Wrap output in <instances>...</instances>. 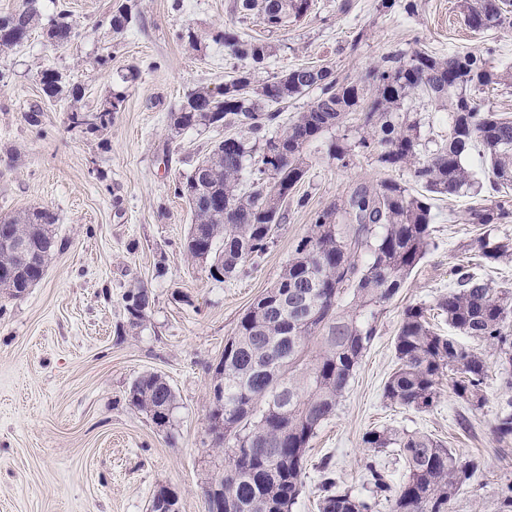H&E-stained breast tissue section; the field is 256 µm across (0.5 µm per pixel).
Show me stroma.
<instances>
[{
    "label": "stroma",
    "mask_w": 512,
    "mask_h": 512,
    "mask_svg": "<svg viewBox=\"0 0 512 512\" xmlns=\"http://www.w3.org/2000/svg\"><path fill=\"white\" fill-rule=\"evenodd\" d=\"M73 27L64 44L46 35L56 11L23 44L0 50V218L46 207L62 247L43 279L24 294L0 291V512H149L154 490L175 489L179 512H208L203 489L224 465L213 448L207 414L213 369L247 308L271 288L309 212L358 183L392 178L373 159L341 167L317 154L269 251L224 282L192 259L185 241L193 222L173 184L223 139L220 128L173 135L170 114L190 91L223 86L240 62L212 32L231 26L275 48L256 81L300 64L329 65L357 79L391 53L423 49L444 56L482 53L491 66L512 63V31L469 28L458 0H417L418 11L386 9L381 0H313L302 20L271 32L233 0H63ZM135 16L113 33L119 5ZM194 33L187 42L186 33ZM62 72L79 95L45 99L40 73ZM135 69V81L121 74ZM125 100L111 124L95 132L71 126V112H94L113 93ZM474 198L434 201L433 241L404 288L382 308L379 334L365 352L335 413L310 442L306 487L293 512H318L319 466L330 460L340 486L367 496L363 434L388 426L432 435L461 461L479 464L448 512H499L502 484L512 481V442L492 432L507 396L491 348L488 401L475 409L442 388L426 411L391 404L383 387L397 365L394 339L403 309L434 305L464 265L495 285L512 287V262L476 264L465 250ZM152 293L143 325H128L125 294ZM161 374L176 395L171 427L162 430L130 406L126 391L141 374Z\"/></svg>",
    "instance_id": "35a3bbf8"
}]
</instances>
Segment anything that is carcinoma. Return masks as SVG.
Instances as JSON below:
<instances>
[{
    "label": "carcinoma",
    "mask_w": 512,
    "mask_h": 512,
    "mask_svg": "<svg viewBox=\"0 0 512 512\" xmlns=\"http://www.w3.org/2000/svg\"><path fill=\"white\" fill-rule=\"evenodd\" d=\"M39 0L0 16V46L22 44L39 20ZM312 0H241L239 8L270 30L288 27L311 9ZM474 30L512 29V0H463ZM67 13L48 22L49 39L64 44L73 37ZM132 22L127 7L113 12L115 33ZM241 66L215 93L198 88L171 113L177 134L200 126L224 128L216 141L173 192L187 199L194 224L186 250L209 261L208 275L221 282L264 256L287 219L288 203L307 177L311 156L326 150L346 167L354 153L374 157L385 169H408L426 194L417 196L392 179L359 183L345 196L312 213L307 232L294 247L277 282L240 318L213 374V391L222 406L208 418L221 422L213 447L224 449V472L215 479L224 489L222 512H292L305 489L306 453L321 424L335 411L366 350L378 335V317L425 257L432 244L429 196L480 194L464 158L480 147L491 192L468 212V222L483 229L468 251L483 264L512 256V240L492 235L491 226L512 217V117L473 97L480 87L512 81V66H487L475 51L448 56L414 50L390 55L359 79L341 77L329 66L300 65L275 73L260 84L253 74L274 56V46L243 39L232 28L215 32ZM45 96L64 93L63 75L40 72ZM316 90L297 119L279 124L282 105ZM409 97L448 108V138L421 154L420 122L400 111ZM122 98L97 112H73L74 127L96 130L112 121ZM356 120L358 138L333 131ZM61 248L56 217L36 208L0 220V290L19 296L44 276ZM454 289L436 299L433 309L448 327L489 345L512 376V289L495 287L462 267ZM149 290L125 295L129 326L143 325ZM430 308L405 307L395 339L397 366L384 385L394 405L430 409L448 377L453 394L467 405L486 402L487 360L470 347L435 331ZM127 399L162 429L171 425L176 395L154 372L136 378ZM497 440L512 439V398L500 402L493 426ZM373 453L391 451L405 462L406 475L391 487L373 457L364 460L372 496L363 499L337 486L331 463L321 467L319 512H374L383 499L392 512H448V503L477 470L444 443L420 432L389 427L368 430L362 438Z\"/></svg>",
    "instance_id": "carcinoma-1"
}]
</instances>
